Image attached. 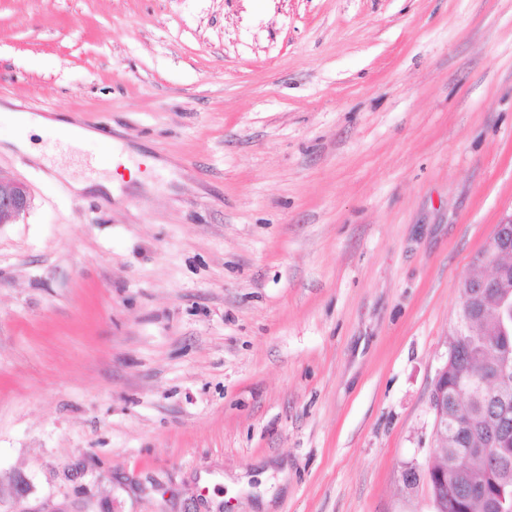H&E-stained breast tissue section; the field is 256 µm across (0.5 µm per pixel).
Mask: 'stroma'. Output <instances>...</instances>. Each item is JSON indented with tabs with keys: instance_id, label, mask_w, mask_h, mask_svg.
I'll use <instances>...</instances> for the list:
<instances>
[{
	"instance_id": "35a3bbf8",
	"label": "stroma",
	"mask_w": 512,
	"mask_h": 512,
	"mask_svg": "<svg viewBox=\"0 0 512 512\" xmlns=\"http://www.w3.org/2000/svg\"><path fill=\"white\" fill-rule=\"evenodd\" d=\"M0 512H433L408 466L512 211V0H0ZM143 174L74 195L101 135ZM15 116L21 125V133L12 143L23 150H30L29 135L32 131H36L39 125L55 124L47 118H38L36 121H32L27 115L16 114ZM30 206L31 196L27 187L0 176V226L15 224Z\"/></svg>"
}]
</instances>
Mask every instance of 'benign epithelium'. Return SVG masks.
Returning <instances> with one entry per match:
<instances>
[{"mask_svg": "<svg viewBox=\"0 0 512 512\" xmlns=\"http://www.w3.org/2000/svg\"><path fill=\"white\" fill-rule=\"evenodd\" d=\"M31 206V196L27 187L15 180L0 177V225L14 224ZM512 255V213L503 215L495 225L492 236L485 246L473 257L472 266L475 272L460 281L459 288L466 290L463 297L473 303L472 313L495 299L500 304L512 303V265L506 264L503 258ZM448 377V367L441 368L434 379L430 395V405L434 413L436 446L432 449L431 459L427 466L419 470L409 468L404 473L405 483L413 487L421 478L428 477L439 463L442 446L448 437V401L445 397L444 380ZM512 445V431L508 428V416H501L498 427L486 431L483 447L474 449L477 454L493 456L499 448ZM15 510L13 512H47L45 509L22 507L27 499L29 484L26 479L18 477L14 480ZM493 512H512V491L501 490L490 498Z\"/></svg>", "mask_w": 512, "mask_h": 512, "instance_id": "benign-epithelium-1", "label": "benign epithelium"}]
</instances>
